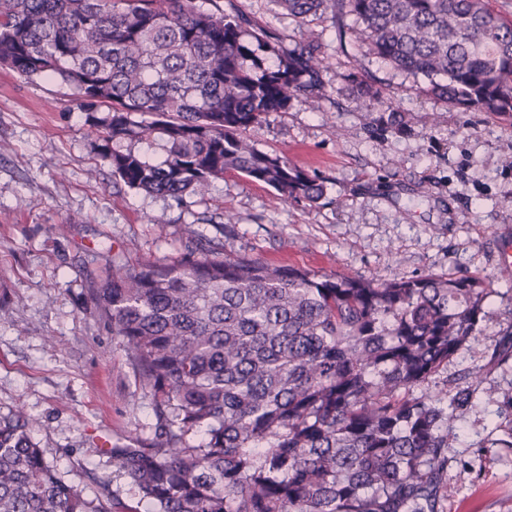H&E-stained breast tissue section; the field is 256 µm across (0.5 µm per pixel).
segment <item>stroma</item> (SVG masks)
Instances as JSON below:
<instances>
[{
    "instance_id": "obj_1",
    "label": "stroma",
    "mask_w": 512,
    "mask_h": 512,
    "mask_svg": "<svg viewBox=\"0 0 512 512\" xmlns=\"http://www.w3.org/2000/svg\"><path fill=\"white\" fill-rule=\"evenodd\" d=\"M237 3L284 46L319 39L331 63L324 96L271 113L253 134L323 184L319 204L284 202L233 171L203 199L129 189L59 81L0 69V417L34 418L33 440L65 482L130 500L109 447L152 437L155 416L86 295L116 257L136 266L211 250L321 274L479 272L496 295L478 344L449 363L446 391L483 394L455 422L445 512H512V447L501 444L512 434V282L497 277L512 245V209L498 206L512 196V124L433 99L423 80L339 37L330 17L300 27L270 0ZM356 70L399 103L402 131L355 108Z\"/></svg>"
}]
</instances>
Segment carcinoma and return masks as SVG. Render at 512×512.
I'll return each instance as SVG.
<instances>
[{
    "label": "carcinoma",
    "mask_w": 512,
    "mask_h": 512,
    "mask_svg": "<svg viewBox=\"0 0 512 512\" xmlns=\"http://www.w3.org/2000/svg\"><path fill=\"white\" fill-rule=\"evenodd\" d=\"M270 2L300 27L330 11L339 34L423 78L428 95L512 118V17L486 0ZM0 68L71 90L130 189L205 196L235 170L285 202L324 196L251 132L323 94L327 56L313 41L284 47L238 8L0 0ZM354 82L357 108L401 127L399 105ZM494 294L473 275L352 277L213 254L115 261L89 295L157 419L154 437L112 448L136 504L62 481L16 410L0 418V512H442L450 420L476 389L414 391L478 341Z\"/></svg>",
    "instance_id": "carcinoma-1"
}]
</instances>
